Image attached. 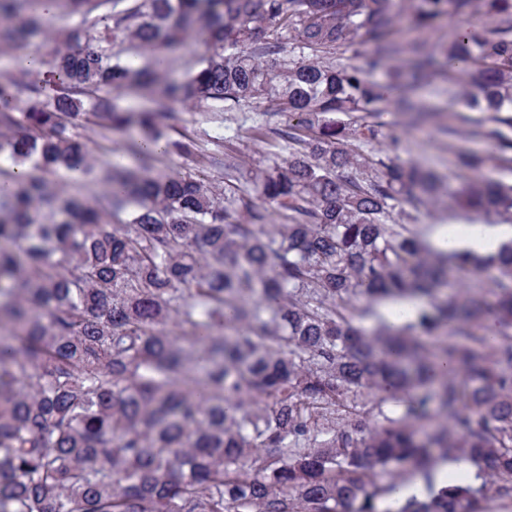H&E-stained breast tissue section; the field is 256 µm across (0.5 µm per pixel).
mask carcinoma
Returning <instances> with one entry per match:
<instances>
[{
    "instance_id": "obj_1",
    "label": "carcinoma",
    "mask_w": 512,
    "mask_h": 512,
    "mask_svg": "<svg viewBox=\"0 0 512 512\" xmlns=\"http://www.w3.org/2000/svg\"><path fill=\"white\" fill-rule=\"evenodd\" d=\"M0 0V48L56 41L40 67L0 87V512H489L512 504V244L481 260L427 243L391 210L435 176L354 150L384 136L376 69L400 52L399 0ZM422 32L464 20L442 60L412 45L416 77L439 63L463 104L489 114L473 134L512 155V0H410ZM204 36L183 80L123 61L112 44L179 52ZM151 92L134 112L112 96ZM390 91L416 120L405 85ZM275 101L262 139L284 153L228 200L187 172L223 163L178 128L177 103L231 112ZM138 130L137 166L99 169L79 128ZM110 187L96 203L56 193L64 178ZM465 208L512 214V182L466 180ZM278 211L285 224H271ZM126 212L125 224L104 217ZM492 270L484 288L460 272ZM430 312L372 332L376 305ZM494 319L495 335L485 323ZM181 328L176 336L171 322ZM448 336L437 349L424 336ZM393 398L399 414L382 409ZM480 464V485L435 488L446 455ZM429 495L379 509L404 473Z\"/></svg>"
}]
</instances>
